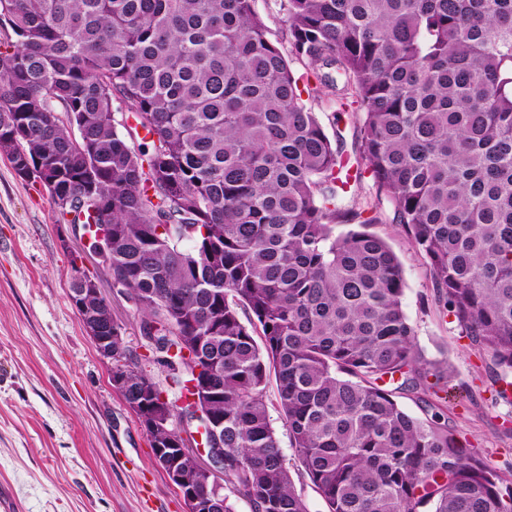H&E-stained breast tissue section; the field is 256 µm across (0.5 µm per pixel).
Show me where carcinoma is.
I'll list each match as a JSON object with an SVG mask.
<instances>
[{
  "instance_id": "1",
  "label": "carcinoma",
  "mask_w": 512,
  "mask_h": 512,
  "mask_svg": "<svg viewBox=\"0 0 512 512\" xmlns=\"http://www.w3.org/2000/svg\"><path fill=\"white\" fill-rule=\"evenodd\" d=\"M292 53L360 111L357 166L302 102L256 0H11L0 30V154L112 225L113 281L167 368L179 422L213 429L251 512H308L269 413L328 512H512V480L437 406L405 412L415 355L396 254L342 206L367 178L427 261L433 301L512 385V0H277ZM134 111L120 132L112 96ZM150 148L135 145L139 131ZM357 228L336 234V221ZM90 297L81 323L105 314ZM112 377L201 512H235L123 339ZM201 368L194 374V368ZM403 377L393 389L383 378Z\"/></svg>"
}]
</instances>
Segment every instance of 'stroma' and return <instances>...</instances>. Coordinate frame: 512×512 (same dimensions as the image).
<instances>
[{"label": "stroma", "instance_id": "1", "mask_svg": "<svg viewBox=\"0 0 512 512\" xmlns=\"http://www.w3.org/2000/svg\"><path fill=\"white\" fill-rule=\"evenodd\" d=\"M270 39L288 58L302 99L328 137L342 136L356 161L359 116L337 112L303 60L293 56L288 20L275 0H257ZM345 204L376 217L406 281L403 310L421 362L440 367L431 396L446 408L457 439L512 479V397L498 395L483 353L461 338L431 301L425 259L377 204L371 181ZM80 225L62 224L47 191L22 180L0 156V495L17 512H184L139 420L112 382L69 299L71 251Z\"/></svg>", "mask_w": 512, "mask_h": 512}]
</instances>
